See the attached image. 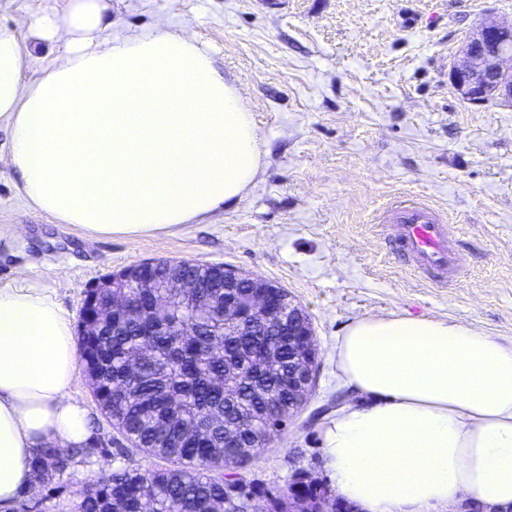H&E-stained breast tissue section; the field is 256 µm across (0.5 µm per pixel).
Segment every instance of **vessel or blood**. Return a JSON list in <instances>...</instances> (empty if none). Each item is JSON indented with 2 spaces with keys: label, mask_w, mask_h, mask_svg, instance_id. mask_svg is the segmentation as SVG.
Masks as SVG:
<instances>
[{
  "label": "vessel or blood",
  "mask_w": 512,
  "mask_h": 512,
  "mask_svg": "<svg viewBox=\"0 0 512 512\" xmlns=\"http://www.w3.org/2000/svg\"><path fill=\"white\" fill-rule=\"evenodd\" d=\"M392 226V250L408 266L427 273L460 267L461 253L448 244V227L428 205L405 199L394 202L383 214Z\"/></svg>",
  "instance_id": "b4317fda"
}]
</instances>
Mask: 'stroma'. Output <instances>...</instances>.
I'll list each match as a JSON object with an SVG mask.
<instances>
[{
    "label": "stroma",
    "mask_w": 512,
    "mask_h": 512,
    "mask_svg": "<svg viewBox=\"0 0 512 512\" xmlns=\"http://www.w3.org/2000/svg\"><path fill=\"white\" fill-rule=\"evenodd\" d=\"M114 28L156 25L206 44L232 79L263 142V167L239 202L143 235L88 239L21 198L0 163V287L19 275L55 289L80 319L89 288L155 259L228 265L274 282L306 312L318 349L304 408L238 472L283 496L299 472L331 475L320 426L345 395L335 345L364 317L457 321L512 341V107L465 105L448 82L479 23L512 22V0H107ZM67 0H0V28L32 41ZM399 195L430 204L453 227L464 271L432 284L387 249L378 216ZM70 392L91 420L92 446L54 477L41 502L0 512H73L117 468L166 460L133 447L100 410L85 370Z\"/></svg>",
    "instance_id": "35a3bbf8"
}]
</instances>
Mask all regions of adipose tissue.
I'll use <instances>...</instances> for the list:
<instances>
[{
  "label": "adipose tissue",
  "mask_w": 512,
  "mask_h": 512,
  "mask_svg": "<svg viewBox=\"0 0 512 512\" xmlns=\"http://www.w3.org/2000/svg\"><path fill=\"white\" fill-rule=\"evenodd\" d=\"M69 0L36 36L59 53L38 82L0 28V122L28 206L91 237L154 234L240 201L262 142L238 88L186 32L112 28ZM354 393L322 428L337 494L361 512L512 504V345L457 322L368 317L336 339ZM73 322L28 278L0 287V505L34 484L42 448H82Z\"/></svg>",
  "instance_id": "adipose-tissue-1"
}]
</instances>
